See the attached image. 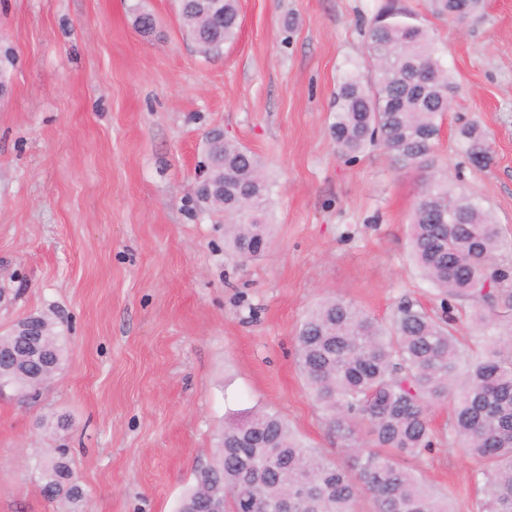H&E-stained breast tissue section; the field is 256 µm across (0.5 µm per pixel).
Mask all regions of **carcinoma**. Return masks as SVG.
<instances>
[{
  "mask_svg": "<svg viewBox=\"0 0 512 512\" xmlns=\"http://www.w3.org/2000/svg\"><path fill=\"white\" fill-rule=\"evenodd\" d=\"M450 20L479 19L485 0H428ZM188 29L202 28L199 50L211 54L235 40L237 0L205 24L206 3L182 0ZM367 75L347 74L334 94L329 135L341 157L382 148L400 169L434 168V149L457 83L437 56L428 31L396 0H386L368 25ZM470 162L492 160L487 136L460 129ZM224 201L206 207L224 214L225 237L243 258L262 253L271 225L262 165L249 150L224 141ZM412 255L422 277L453 312L466 302L487 347L471 356L454 318L441 321L403 301L390 327L339 299L316 304L302 323L296 354L311 398L349 456L341 466L305 445L277 413L260 412L224 427L213 465L196 471L179 512H448L400 460L432 450V409L451 402L449 432L483 464L477 512H512V266L501 253L512 243L478 197L454 190L442 177L426 180L410 216ZM44 335H0V384L23 396L62 366L65 337L39 316ZM44 494L72 502L85 497L68 450L40 462Z\"/></svg>",
  "mask_w": 512,
  "mask_h": 512,
  "instance_id": "1",
  "label": "carcinoma"
}]
</instances>
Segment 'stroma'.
I'll list each match as a JSON object with an SVG mask.
<instances>
[{
	"label": "stroma",
	"instance_id": "1",
	"mask_svg": "<svg viewBox=\"0 0 512 512\" xmlns=\"http://www.w3.org/2000/svg\"><path fill=\"white\" fill-rule=\"evenodd\" d=\"M382 0H239L236 41L203 56L177 0H0V333L56 317L61 371L38 398L0 396V512H75L47 499L38 465L66 445L85 512H177L225 423L280 414L343 460L295 354L307 308L341 298L391 324L402 300L441 298L410 259L420 169L379 149L340 158L336 87L362 64ZM459 84L435 164L512 237V0L480 21L401 0ZM155 17L135 27L133 6ZM487 134L473 166L461 127ZM264 164L265 253L245 260L195 206L208 131ZM406 465L451 512H477L479 460L448 439Z\"/></svg>",
	"mask_w": 512,
	"mask_h": 512
}]
</instances>
